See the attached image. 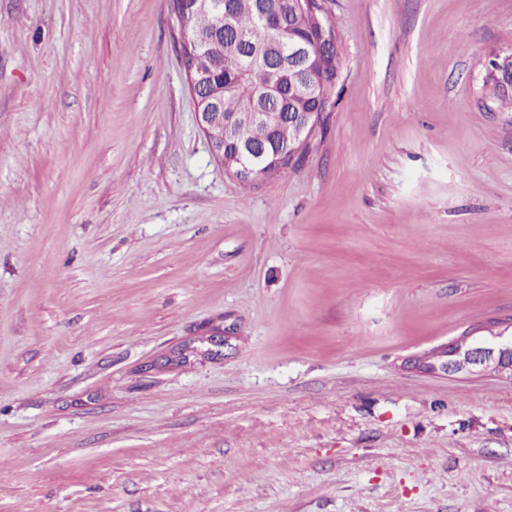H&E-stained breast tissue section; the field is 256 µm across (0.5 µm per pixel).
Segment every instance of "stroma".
<instances>
[{"label": "stroma", "instance_id": "35a3bbf8", "mask_svg": "<svg viewBox=\"0 0 512 512\" xmlns=\"http://www.w3.org/2000/svg\"><path fill=\"white\" fill-rule=\"evenodd\" d=\"M324 6L334 105L246 189L172 0H0V512H512V375L416 365L512 335V0ZM512 53L496 54L488 62L487 66V81L493 82L495 86L500 89H512V68H505L503 64L504 58L510 56Z\"/></svg>", "mask_w": 512, "mask_h": 512}]
</instances>
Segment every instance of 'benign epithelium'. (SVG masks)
<instances>
[{
  "instance_id": "7a95c632",
  "label": "benign epithelium",
  "mask_w": 512,
  "mask_h": 512,
  "mask_svg": "<svg viewBox=\"0 0 512 512\" xmlns=\"http://www.w3.org/2000/svg\"><path fill=\"white\" fill-rule=\"evenodd\" d=\"M177 3L176 13L183 17L190 11L202 7L224 17L230 10L225 0H174ZM320 0H270L260 11V21L275 29L288 40H276L271 50L291 64L300 74V80L291 85L269 83L261 92L259 99L263 108L258 112H209L208 102L194 96L197 106V117L202 131L209 138L213 152L220 162H225L224 152L231 154L230 166L226 172L239 178L246 177L253 183L262 182L280 174L288 167L284 166L283 157L267 150L265 142L241 143L230 137L232 130L243 120L259 124L265 128L266 134L272 137H285L288 151L295 157L301 148L310 140L320 125L327 108L314 112H290L283 117L271 110L272 104L288 95L297 101L309 98L322 100L326 88L311 80L319 59L323 55L338 52V41L335 34L325 27H320L319 36L311 39H294V18L302 14L315 12V4ZM221 46L216 40L208 42V46L199 50L197 64L192 69L212 70ZM508 54H497L491 58L487 66L486 78L497 88L512 89V68L503 64ZM418 367L426 371L438 368L444 371H509L512 373V338H501L486 343L484 341L463 338L448 346L425 356L418 361Z\"/></svg>"
}]
</instances>
